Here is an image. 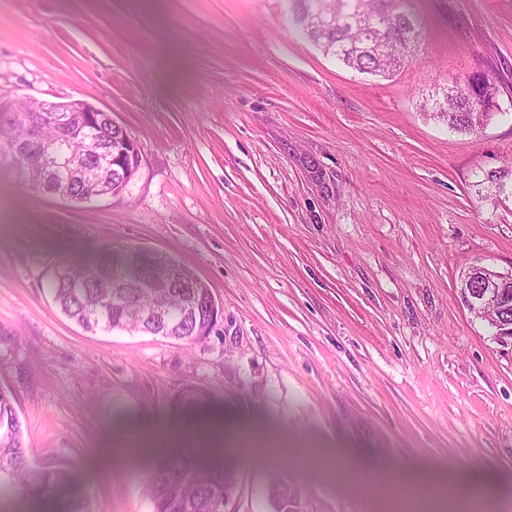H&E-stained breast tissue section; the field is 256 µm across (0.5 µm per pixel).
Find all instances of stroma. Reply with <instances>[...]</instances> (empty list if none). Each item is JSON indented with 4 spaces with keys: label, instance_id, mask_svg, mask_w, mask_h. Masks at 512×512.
<instances>
[{
    "label": "stroma",
    "instance_id": "1",
    "mask_svg": "<svg viewBox=\"0 0 512 512\" xmlns=\"http://www.w3.org/2000/svg\"><path fill=\"white\" fill-rule=\"evenodd\" d=\"M415 57L361 74L297 35L287 0H0V100L111 112L139 147L125 189L74 203L0 162V387L30 461L89 512H153L160 452L237 483L224 512H512V339L461 301L477 262L512 274V0H413ZM500 112L475 134L424 111L474 73ZM148 247L223 314L189 347L90 334L49 293L61 261ZM201 422L175 418L186 386ZM398 475L387 491L379 476ZM487 178H485L484 183H489L490 186H487L489 190V197H501V195H509L512 196V167H503L499 171L494 170L490 173H487ZM192 398V401L188 399ZM204 395L193 386H186L173 400V409L177 416L188 417L204 403ZM269 494L276 502L277 512H295L300 507V497L297 491L288 484L274 481Z\"/></svg>",
    "mask_w": 512,
    "mask_h": 512
}]
</instances>
